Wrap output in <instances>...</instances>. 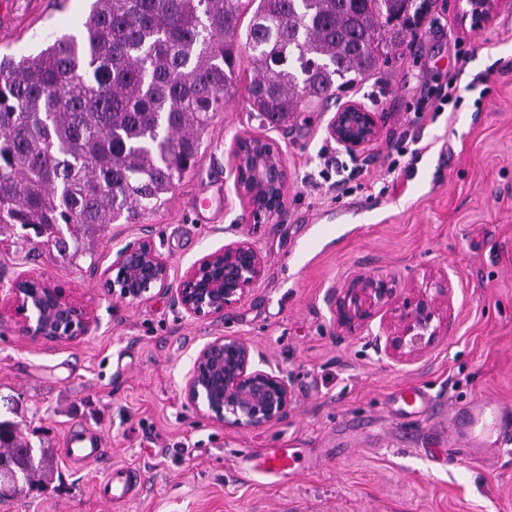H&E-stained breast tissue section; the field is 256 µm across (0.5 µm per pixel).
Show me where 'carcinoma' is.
Wrapping results in <instances>:
<instances>
[{
    "instance_id": "obj_1",
    "label": "carcinoma",
    "mask_w": 512,
    "mask_h": 512,
    "mask_svg": "<svg viewBox=\"0 0 512 512\" xmlns=\"http://www.w3.org/2000/svg\"><path fill=\"white\" fill-rule=\"evenodd\" d=\"M416 0H93L81 39L0 55V224L75 251L137 223L196 164L252 61L251 111L285 126L377 69ZM250 16L246 30L242 19ZM392 30L390 40L382 31ZM0 421V469L31 486L45 450Z\"/></svg>"
}]
</instances>
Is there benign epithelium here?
Instances as JSON below:
<instances>
[{"instance_id":"obj_1","label":"benign epithelium","mask_w":512,"mask_h":512,"mask_svg":"<svg viewBox=\"0 0 512 512\" xmlns=\"http://www.w3.org/2000/svg\"><path fill=\"white\" fill-rule=\"evenodd\" d=\"M499 0H467L463 18L489 19ZM329 135L355 155L376 140L381 126L376 113L348 104L334 113ZM237 189L252 217L268 219L284 213L287 171L278 149L258 137L238 141L235 149ZM268 271V256L248 234L211 251L192 263L178 283L171 282L168 260L147 237L118 250L101 272L106 295L142 303L155 295H173L194 319L222 320L244 301ZM448 279L435 282L434 293L419 291L403 299L383 280L359 275L336 289V328L355 335L382 307L395 304L385 326L384 354L394 362H413L426 355L451 319ZM15 312L18 335L32 343H66L87 334L92 312L49 279L23 273L8 294L0 297V319ZM255 345L240 336H213L195 354L184 376L182 396L187 406L220 424L238 429H262L285 419L294 395L282 372L262 367Z\"/></svg>"}]
</instances>
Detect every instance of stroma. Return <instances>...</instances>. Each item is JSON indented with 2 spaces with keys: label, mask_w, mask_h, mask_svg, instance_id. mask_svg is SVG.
Here are the masks:
<instances>
[{
  "label": "stroma",
  "mask_w": 512,
  "mask_h": 512,
  "mask_svg": "<svg viewBox=\"0 0 512 512\" xmlns=\"http://www.w3.org/2000/svg\"><path fill=\"white\" fill-rule=\"evenodd\" d=\"M91 0H0V52L37 55L80 36ZM461 0L430 13L369 77L322 112L287 128L262 124L240 61L237 92L217 112L195 167L135 224L105 226L77 258L33 231L0 228V295L25 271L44 273L86 303L97 324L66 344H32L0 324V419L48 449L53 473L0 498V512H115L95 491L114 466L141 483L123 512H512V452L469 459L448 434V413L476 396L512 404V7L472 28ZM476 91H468V84ZM377 113L381 135L358 156L328 134L335 110ZM269 140L288 174L285 214L251 239L269 259L265 279L224 319L186 317L171 296L137 304L107 296L101 271L115 252L151 236L172 278L236 240L249 213L235 189L232 148ZM340 172L322 174L326 158ZM200 194L213 209L193 212ZM367 273L398 288L452 284L448 334L422 359L380 350L381 317L339 334L336 288ZM220 334L252 342L287 375L286 419L259 430L215 424L189 408L183 378L197 350ZM415 384L436 396L425 419L389 399ZM103 431L107 450L67 462L63 439ZM294 448L292 478H245L243 456Z\"/></svg>",
  "instance_id": "stroma-1"
}]
</instances>
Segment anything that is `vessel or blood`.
Here are the masks:
<instances>
[{"label":"vessel or blood","mask_w":512,"mask_h":512,"mask_svg":"<svg viewBox=\"0 0 512 512\" xmlns=\"http://www.w3.org/2000/svg\"><path fill=\"white\" fill-rule=\"evenodd\" d=\"M448 430L469 441L468 453L472 458L482 457L512 444V406L475 397L449 417ZM103 446L104 441L98 435L86 444L70 440L66 443L65 454L70 459L91 462L101 456ZM298 469L297 453L290 448H267L260 454L242 459V470L248 475L284 479L295 475ZM136 482L134 469L119 467L108 471L98 485V492L116 502L132 495Z\"/></svg>","instance_id":"obj_1"}]
</instances>
